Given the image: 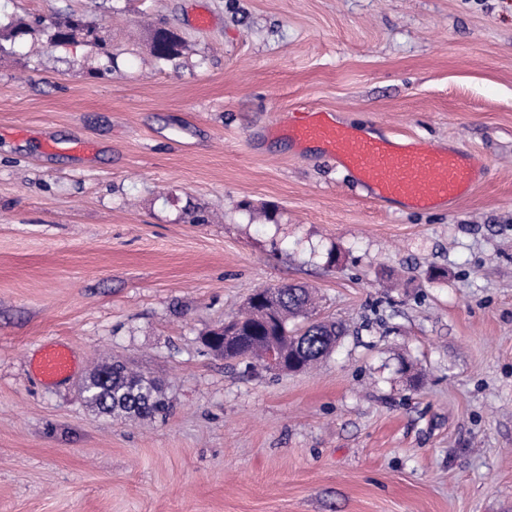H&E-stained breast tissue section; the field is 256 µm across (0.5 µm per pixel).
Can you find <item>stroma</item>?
I'll return each instance as SVG.
<instances>
[{
  "mask_svg": "<svg viewBox=\"0 0 512 512\" xmlns=\"http://www.w3.org/2000/svg\"><path fill=\"white\" fill-rule=\"evenodd\" d=\"M71 14L104 51L0 44V512H512V0H0ZM309 110L481 176L368 198L288 138ZM285 284L345 327L316 368L209 349ZM52 344L74 368L49 383ZM116 360L166 417L85 403ZM157 32L158 30L153 36V41H151V50L157 61L161 63H173L184 55L187 47L181 38H177V41L173 46L166 47L157 43ZM71 369V354L63 347L44 348L36 364V372L47 381L66 376Z\"/></svg>",
  "mask_w": 512,
  "mask_h": 512,
  "instance_id": "35a3bbf8",
  "label": "stroma"
}]
</instances>
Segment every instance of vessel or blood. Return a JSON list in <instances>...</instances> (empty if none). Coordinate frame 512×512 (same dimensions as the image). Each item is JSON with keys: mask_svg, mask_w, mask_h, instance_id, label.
<instances>
[{"mask_svg": "<svg viewBox=\"0 0 512 512\" xmlns=\"http://www.w3.org/2000/svg\"><path fill=\"white\" fill-rule=\"evenodd\" d=\"M298 144L317 143L351 172L370 198L398 201L425 210L467 195L482 170L475 155L457 149H434L408 139L371 137L337 124L327 113L301 112L288 124ZM70 352L47 347L36 364L47 381L70 373Z\"/></svg>", "mask_w": 512, "mask_h": 512, "instance_id": "vessel-or-blood-1", "label": "vessel or blood"}]
</instances>
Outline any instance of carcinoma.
<instances>
[{
	"label": "carcinoma",
	"mask_w": 512,
	"mask_h": 512,
	"mask_svg": "<svg viewBox=\"0 0 512 512\" xmlns=\"http://www.w3.org/2000/svg\"><path fill=\"white\" fill-rule=\"evenodd\" d=\"M35 31V27L21 22L0 23V40L21 42ZM95 31V27L80 18L63 24L52 22L42 29L54 45H60L66 39L74 43ZM151 50L157 61L173 63L184 55L186 44L179 39L173 46L166 47L153 40ZM314 309L315 297L310 289L301 285L277 287L276 298L268 305L249 306L241 313L236 332L224 342V358L233 359L243 350L260 360L267 351L276 348L287 356H297L303 368L314 367L334 351L344 334L339 323L311 320ZM298 318L307 320V324L295 332L290 328V322ZM101 386L112 401L114 417L146 418L167 409L159 385L123 364H112V384L103 382Z\"/></svg>",
	"instance_id": "carcinoma-1"
}]
</instances>
